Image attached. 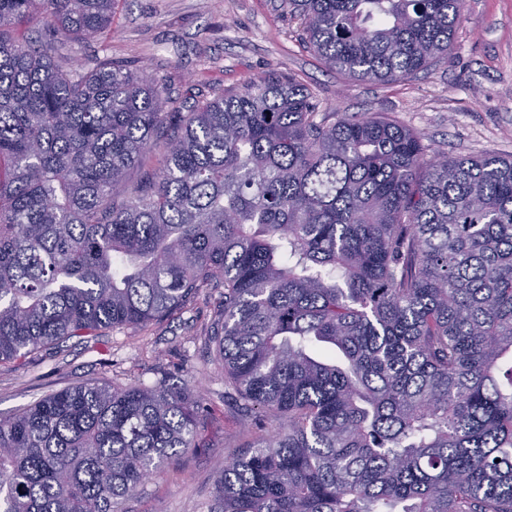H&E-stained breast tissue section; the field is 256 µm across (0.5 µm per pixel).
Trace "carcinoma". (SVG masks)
I'll use <instances>...</instances> for the list:
<instances>
[{"label":"carcinoma","instance_id":"1","mask_svg":"<svg viewBox=\"0 0 512 512\" xmlns=\"http://www.w3.org/2000/svg\"><path fill=\"white\" fill-rule=\"evenodd\" d=\"M116 2L0 0V362L219 282L242 422L283 423L224 467L217 512H512V157L436 159L286 74L172 114L133 61L53 64ZM284 4L327 69L393 82L449 53L466 0ZM37 18L52 41L1 35ZM198 422L164 379L50 394L0 419V512H119Z\"/></svg>","mask_w":512,"mask_h":512}]
</instances>
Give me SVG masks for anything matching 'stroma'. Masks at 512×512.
<instances>
[{
    "label": "stroma",
    "mask_w": 512,
    "mask_h": 512,
    "mask_svg": "<svg viewBox=\"0 0 512 512\" xmlns=\"http://www.w3.org/2000/svg\"><path fill=\"white\" fill-rule=\"evenodd\" d=\"M63 54L80 72L103 58L138 61L164 80L173 112L285 73L313 92L319 111L388 113L421 134L433 152L512 155V0H467L449 57L389 83L326 69L282 0H119L107 32L67 44ZM223 294V288H205L147 328L73 338L33 354L20 368L0 363V417L80 384L127 387L167 379L203 410L198 445L162 465L123 512H212L225 464L276 426L268 416L247 429L240 424L210 341Z\"/></svg>",
    "instance_id": "stroma-1"
}]
</instances>
